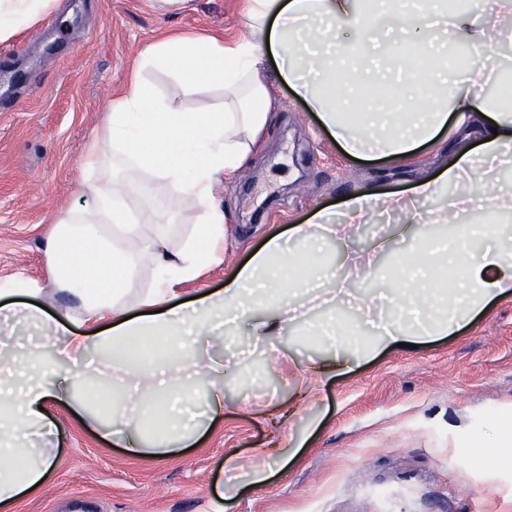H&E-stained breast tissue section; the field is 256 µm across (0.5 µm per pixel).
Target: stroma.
I'll return each mask as SVG.
<instances>
[{
    "instance_id": "35a3bbf8",
    "label": "stroma",
    "mask_w": 512,
    "mask_h": 512,
    "mask_svg": "<svg viewBox=\"0 0 512 512\" xmlns=\"http://www.w3.org/2000/svg\"><path fill=\"white\" fill-rule=\"evenodd\" d=\"M242 0H191L163 12L150 0H57L48 32L0 42V278L48 286L42 243L56 213L83 205L78 184L87 145L111 99L128 85L140 51L169 31L248 34ZM142 77L173 106L198 112L221 91L185 97L164 71ZM250 164L219 185L231 214L224 261L177 292L186 302L222 288L271 234L367 190L397 193L451 158V137L402 159H354L287 86ZM128 203L146 230L172 215L189 231L195 205L154 178L130 173ZM319 313L276 337L277 354L239 364L250 386L224 383V414L187 448L133 456L88 421L56 405L58 448L41 492L10 512H512V467L477 464L461 447L470 425L512 404V295L494 300L450 336L416 347L381 346L323 378L300 398L310 366L331 355L306 338ZM285 448V461L268 448ZM266 468L264 483L248 476Z\"/></svg>"
}]
</instances>
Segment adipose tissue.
<instances>
[{
	"label": "adipose tissue",
	"instance_id": "ef3b65f1",
	"mask_svg": "<svg viewBox=\"0 0 512 512\" xmlns=\"http://www.w3.org/2000/svg\"><path fill=\"white\" fill-rule=\"evenodd\" d=\"M56 0H0V41L34 25ZM250 37L230 43L207 36H172L144 48L139 68L166 71L185 94L218 87L223 105L181 112L132 78L108 103L100 140L86 150L83 206L58 214L43 244L54 292L16 277L0 280V512L23 493L40 491L56 454L58 426L45 405L58 401L135 455H168L187 447L224 411V345L243 328L253 336L283 335L300 309H325L321 337L361 357L359 326L338 321L334 292L294 296L297 284L332 277L328 242L341 261L361 265L387 285L385 300L403 312L386 341L412 343L449 336L495 298L512 295V194L493 192L489 169L512 165V109L482 90L500 79L493 36L512 25V0H485L482 9L448 0H244ZM384 20L391 40L364 59L359 42L338 30ZM465 49L464 77L447 79L450 49ZM315 113L321 127L352 157L404 156L433 141L447 125L478 128L477 150L460 149L432 179L403 194L364 192L343 200L345 223L316 211L287 234H273L239 264L218 291L187 307L170 306L175 288L224 259V205L216 195L252 156L273 100L264 70ZM389 89L398 105L389 128L361 111L367 78ZM149 174L196 200L191 234L174 243L135 224L124 190L107 170ZM484 184L490 224H465L471 193ZM439 201L434 221L395 225L371 251L352 240L356 225L378 211H404L415 201ZM390 257L388 266L374 257ZM149 271L146 292L131 286ZM72 298L58 305L56 293ZM110 314L111 326L78 334L77 324ZM46 336L63 337L59 367H46ZM470 447L512 446V406L473 427Z\"/></svg>",
	"mask_w": 512,
	"mask_h": 512
}]
</instances>
